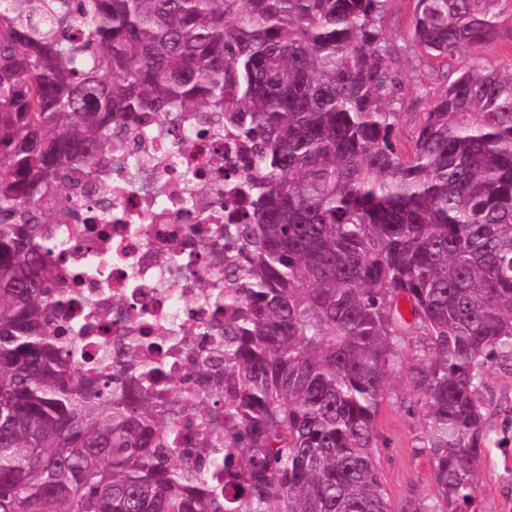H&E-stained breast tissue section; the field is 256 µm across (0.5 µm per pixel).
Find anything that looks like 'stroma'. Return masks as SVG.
I'll list each match as a JSON object with an SVG mask.
<instances>
[{
  "label": "stroma",
  "instance_id": "stroma-1",
  "mask_svg": "<svg viewBox=\"0 0 512 512\" xmlns=\"http://www.w3.org/2000/svg\"><path fill=\"white\" fill-rule=\"evenodd\" d=\"M414 0H386L383 28L395 50L394 68L402 90L395 103L400 139H410L419 118L446 82L436 61L409 40ZM500 37L472 49L468 61L502 71L512 68V4L505 5ZM427 347L422 336L405 348L391 398L378 417L377 464L394 512H430L437 501L427 451L421 405L411 385ZM481 396L488 407L490 441L478 476L477 512H512V358L489 360Z\"/></svg>",
  "mask_w": 512,
  "mask_h": 512
}]
</instances>
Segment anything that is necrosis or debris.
<instances>
[{"label":"necrosis or debris","mask_w":512,"mask_h":512,"mask_svg":"<svg viewBox=\"0 0 512 512\" xmlns=\"http://www.w3.org/2000/svg\"><path fill=\"white\" fill-rule=\"evenodd\" d=\"M223 113L147 112L112 139L101 172L76 188L82 207L51 228L63 293L62 324L82 377L157 365L158 407L210 392L193 376L204 350L224 343L225 179L241 172Z\"/></svg>","instance_id":"1"}]
</instances>
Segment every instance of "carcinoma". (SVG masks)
<instances>
[{
  "label": "carcinoma",
  "mask_w": 512,
  "mask_h": 512,
  "mask_svg": "<svg viewBox=\"0 0 512 512\" xmlns=\"http://www.w3.org/2000/svg\"><path fill=\"white\" fill-rule=\"evenodd\" d=\"M0 512H392L377 419L412 335L437 489L475 512L486 362L512 352V68L446 72L407 143L385 0H0ZM503 0H415L443 62ZM222 112L242 141L224 375L173 447L142 366L114 397L53 331L51 225L135 112ZM409 315H404L403 309Z\"/></svg>",
  "instance_id": "1"
}]
</instances>
